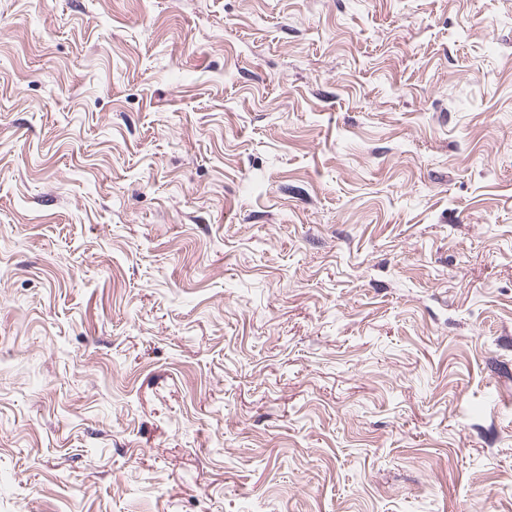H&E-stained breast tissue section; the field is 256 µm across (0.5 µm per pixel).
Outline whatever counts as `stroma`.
Here are the masks:
<instances>
[{
    "label": "stroma",
    "instance_id": "35a3bbf8",
    "mask_svg": "<svg viewBox=\"0 0 512 512\" xmlns=\"http://www.w3.org/2000/svg\"><path fill=\"white\" fill-rule=\"evenodd\" d=\"M0 512H512V0H0Z\"/></svg>",
    "mask_w": 512,
    "mask_h": 512
}]
</instances>
